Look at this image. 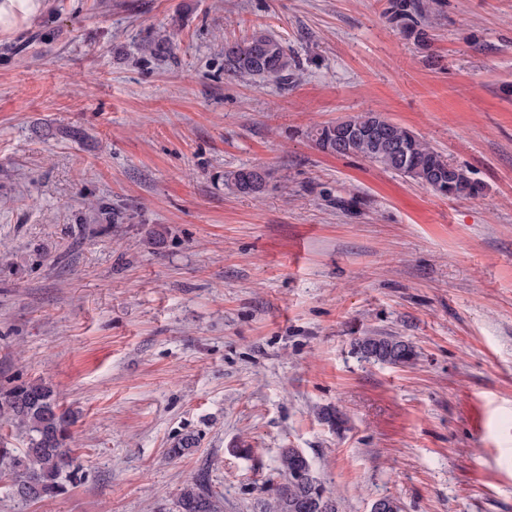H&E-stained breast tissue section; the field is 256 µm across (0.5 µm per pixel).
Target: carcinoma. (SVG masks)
Listing matches in <instances>:
<instances>
[{
  "label": "carcinoma",
  "instance_id": "carcinoma-1",
  "mask_svg": "<svg viewBox=\"0 0 512 512\" xmlns=\"http://www.w3.org/2000/svg\"><path fill=\"white\" fill-rule=\"evenodd\" d=\"M389 20L419 43L429 39L426 23L428 0H388ZM296 66L288 47L262 31L224 44V74L230 78L253 76L278 83L288 80ZM315 146L333 155H356L385 170L397 172L446 198L475 197L482 186L470 171L448 160L429 141L409 128L377 112H363L316 129ZM232 188L242 196L266 191L271 174L259 167H242L228 176ZM358 353L367 360L392 366H406L419 353L399 336L367 333L355 339ZM0 417L10 420L26 438L22 452L0 445V477L10 482L12 497L36 502L60 495L67 486L81 480L70 448L72 425L69 413L60 408L56 392L43 382H30L0 393ZM196 438L184 435L167 449L171 458L193 452ZM280 466L285 482L271 490L264 512H338L336 499L314 479L309 486L294 480L301 469L311 468L296 448L283 449ZM157 512H222L220 497L207 490L199 479L186 484L168 505Z\"/></svg>",
  "mask_w": 512,
  "mask_h": 512
}]
</instances>
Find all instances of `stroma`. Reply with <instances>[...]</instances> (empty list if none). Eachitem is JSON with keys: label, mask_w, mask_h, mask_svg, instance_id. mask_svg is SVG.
Masks as SVG:
<instances>
[{"label": "stroma", "mask_w": 512, "mask_h": 512, "mask_svg": "<svg viewBox=\"0 0 512 512\" xmlns=\"http://www.w3.org/2000/svg\"><path fill=\"white\" fill-rule=\"evenodd\" d=\"M387 3L51 0L0 36V391L51 386L82 470L33 503L0 480V512H154L199 476L262 512L286 448L339 512H512V0H433L425 45ZM256 30L289 85L225 76ZM361 112L482 194L315 148ZM369 332L419 359L360 358ZM232 188L242 196H257L266 191L271 174L259 167H242L228 176Z\"/></svg>", "instance_id": "obj_1"}]
</instances>
